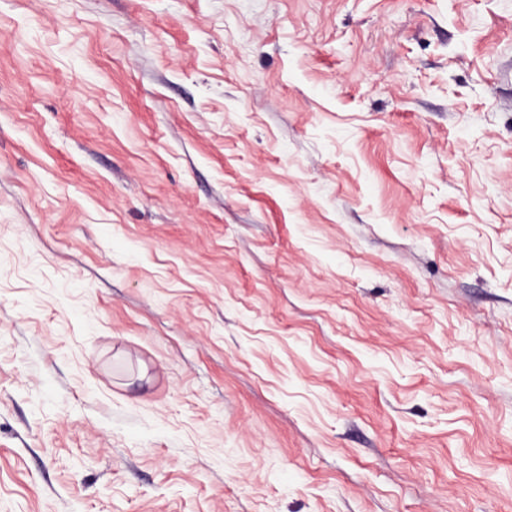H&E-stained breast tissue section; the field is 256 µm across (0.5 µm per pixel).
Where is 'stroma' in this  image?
Wrapping results in <instances>:
<instances>
[{"label": "stroma", "mask_w": 512, "mask_h": 512, "mask_svg": "<svg viewBox=\"0 0 512 512\" xmlns=\"http://www.w3.org/2000/svg\"><path fill=\"white\" fill-rule=\"evenodd\" d=\"M0 512H512V0H0Z\"/></svg>", "instance_id": "1"}]
</instances>
